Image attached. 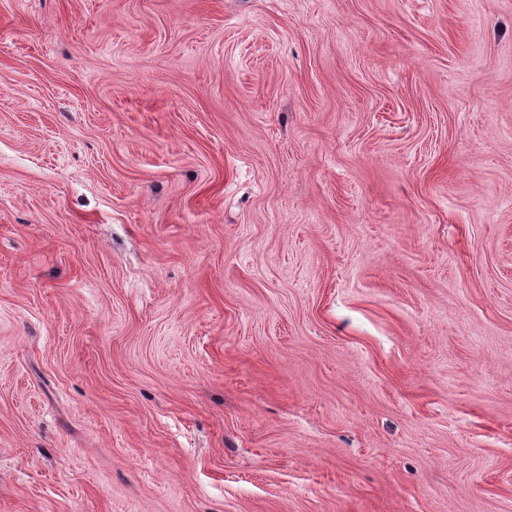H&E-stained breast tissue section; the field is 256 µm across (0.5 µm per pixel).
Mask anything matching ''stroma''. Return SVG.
<instances>
[{
	"mask_svg": "<svg viewBox=\"0 0 512 512\" xmlns=\"http://www.w3.org/2000/svg\"><path fill=\"white\" fill-rule=\"evenodd\" d=\"M0 512H512V0H0Z\"/></svg>",
	"mask_w": 512,
	"mask_h": 512,
	"instance_id": "1",
	"label": "stroma"
}]
</instances>
